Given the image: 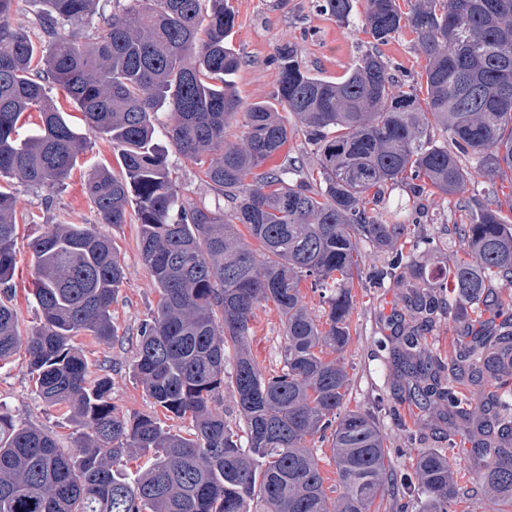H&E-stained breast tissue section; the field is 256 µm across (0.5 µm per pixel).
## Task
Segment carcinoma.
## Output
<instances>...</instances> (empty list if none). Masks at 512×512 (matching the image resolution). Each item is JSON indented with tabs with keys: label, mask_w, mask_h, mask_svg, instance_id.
Here are the masks:
<instances>
[{
	"label": "carcinoma",
	"mask_w": 512,
	"mask_h": 512,
	"mask_svg": "<svg viewBox=\"0 0 512 512\" xmlns=\"http://www.w3.org/2000/svg\"><path fill=\"white\" fill-rule=\"evenodd\" d=\"M15 2L0 0V363L24 356L37 396L77 432L62 448L53 431L0 412V512H371L391 487L420 492V512H450L459 492L449 457L423 450L413 472L394 475L380 425L347 408L348 372L326 354L351 339L359 243L393 248L410 235L366 209L389 184L455 196L467 213L448 234L472 260H455L437 284L454 319L470 325L503 306L489 282L512 286V221L491 208L492 188L469 187L462 158L487 177L512 169V90H500L512 84V0H363L360 13L356 0H322L327 16L361 26L372 49L331 81L305 70L296 46L278 48L277 108L246 103L231 87L244 60L226 44L235 13L224 0H127L108 15L100 0H37L36 40L10 24ZM405 30L424 59L411 83L395 80L378 50ZM52 87L77 104L87 132L55 109ZM32 110L40 123L22 137ZM282 110L305 128L312 180L285 150L292 130ZM161 114L170 145L199 165L224 207L176 189L153 142ZM234 123L243 128L235 143L226 139ZM435 126L448 144L435 143ZM91 134L112 143L121 171L95 167L84 193L99 224L137 221L157 286L132 371L153 406L190 420L186 435L155 412L117 409L108 377L74 345L117 337L112 303L124 269L98 224L44 225L29 242L39 323L22 330L11 303L13 185H63ZM403 261L395 252L374 280L396 281L411 317L426 321L438 299ZM304 280L328 306L322 323L303 304ZM268 302L284 332L283 366L270 376L246 348L255 310ZM230 358L240 434L212 410ZM392 359L414 397L439 410L448 444L496 431L474 473L492 502L512 508V319L446 363L412 326ZM315 441L333 448L334 497Z\"/></svg>",
	"instance_id": "1"
}]
</instances>
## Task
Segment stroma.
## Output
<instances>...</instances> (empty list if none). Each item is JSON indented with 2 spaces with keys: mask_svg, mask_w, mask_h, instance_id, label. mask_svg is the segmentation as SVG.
<instances>
[{
  "mask_svg": "<svg viewBox=\"0 0 512 512\" xmlns=\"http://www.w3.org/2000/svg\"><path fill=\"white\" fill-rule=\"evenodd\" d=\"M228 3L236 13V26L228 42L244 59L232 81L238 95L248 103L274 102L277 68L272 58L279 46L297 45L304 68L329 79L341 77L355 57L369 47V35L341 27L321 11L318 0ZM381 52L399 78L418 77L422 70L424 61L410 32H403L382 46ZM167 163L172 180L184 196L211 208L218 205L217 194L202 182L197 165L173 150L167 154ZM97 164L115 171L120 168L111 143L101 136L92 137L88 151L62 187L32 189L18 184L13 188L21 219L16 245L15 307L24 326L33 325L36 318L33 304L25 298L31 269L27 242L46 224L61 220L70 224L97 223L98 217L84 193L88 173ZM377 210L384 217L410 225L413 234L423 238L424 243L413 251L410 264L423 270L426 285H434L461 257L458 241L448 234L449 225L460 219L453 198L430 195L417 200L408 189L392 186ZM104 231L118 246L125 270L124 283L112 305V322L119 339L106 346L93 337L81 336L76 345L111 379L112 401L117 408L127 414L149 413L153 406L134 377L131 364L139 326L155 309L158 294L139 256L137 224H110ZM360 254L362 274L352 288L351 340L339 355L350 376L347 406L375 413L387 438L390 467L400 474L412 471L421 450L438 447L440 423L433 407L411 400L394 378L391 349L401 334V290L390 281L377 286L369 280L370 272L385 265L391 254L367 243L361 245ZM473 334V329L459 327L444 310L424 323L421 331L425 347L444 360L459 351L465 337ZM283 346V326L277 309L270 303L259 305L247 342L251 355L264 371H276L282 366ZM0 406L15 422L50 428L59 435L63 447H71L73 423L37 397L22 357H15L0 368Z\"/></svg>",
  "mask_w": 512,
  "mask_h": 512,
  "instance_id": "1",
  "label": "stroma"
}]
</instances>
